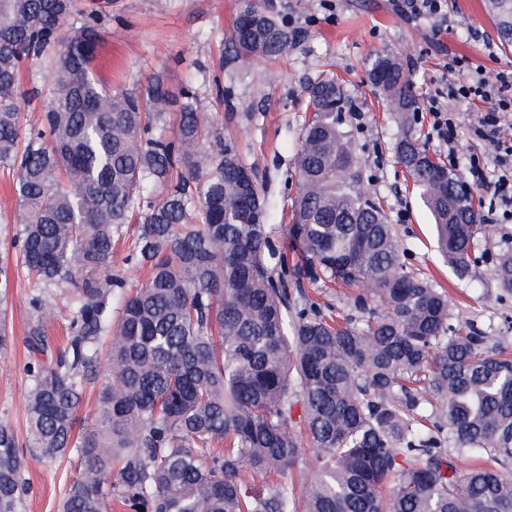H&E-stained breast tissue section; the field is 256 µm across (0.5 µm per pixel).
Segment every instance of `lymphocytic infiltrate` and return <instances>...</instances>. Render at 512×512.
<instances>
[{
    "instance_id": "f902f5d3",
    "label": "lymphocytic infiltrate",
    "mask_w": 512,
    "mask_h": 512,
    "mask_svg": "<svg viewBox=\"0 0 512 512\" xmlns=\"http://www.w3.org/2000/svg\"><path fill=\"white\" fill-rule=\"evenodd\" d=\"M480 97L486 108L477 117L473 133L491 148L487 157L470 156L465 167V178L472 186L489 195L493 207L488 221H512V144L501 139L503 124L512 112V72L497 73L494 80H486L482 71H474L465 80L449 84L446 91L437 92L430 101L433 122L430 137L448 148L449 158H456V114L448 108L449 102Z\"/></svg>"
}]
</instances>
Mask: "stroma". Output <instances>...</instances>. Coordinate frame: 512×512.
Returning a JSON list of instances; mask_svg holds the SVG:
<instances>
[{
	"instance_id": "35a3bbf8",
	"label": "stroma",
	"mask_w": 512,
	"mask_h": 512,
	"mask_svg": "<svg viewBox=\"0 0 512 512\" xmlns=\"http://www.w3.org/2000/svg\"><path fill=\"white\" fill-rule=\"evenodd\" d=\"M272 2L307 37L287 56L246 63L228 61L224 45L241 0H81V5L102 8L112 18L96 63L97 74L112 86L131 89L156 75L174 93L189 82L199 85V111L222 117L225 136L247 162L257 164L273 237L292 258L297 252L289 247L286 226L296 190L295 145L307 118V84L319 72L336 76L346 102L357 108L342 116L356 166L411 251L414 272L447 289L451 311L460 320L491 322L493 335L512 348V296L497 288L491 264L460 280L438 253L430 217L395 157L401 126L367 74L369 59L393 54L424 102L443 82L465 78L454 59L468 60L489 77L512 71V46L503 43L485 0H447L448 25L439 30L429 21L405 22L389 0ZM219 85L231 91V99L217 96ZM17 230L15 224L0 223V262L11 265L0 307L12 334V354L0 359V422L23 442L30 385L27 338L38 314L30 304L33 282L11 246ZM78 468L77 460L67 457L28 462L19 512H56Z\"/></svg>"
}]
</instances>
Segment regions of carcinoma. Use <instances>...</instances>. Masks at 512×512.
Listing matches in <instances>:
<instances>
[{
	"label": "carcinoma",
	"instance_id": "1",
	"mask_svg": "<svg viewBox=\"0 0 512 512\" xmlns=\"http://www.w3.org/2000/svg\"><path fill=\"white\" fill-rule=\"evenodd\" d=\"M486 8L512 43V0ZM107 22L75 0H0V165L13 175L19 252L36 287L66 288L70 309L50 365L38 358V294L28 336L33 458L80 461L59 512H110L114 498L134 512H512V357L409 271L356 168L336 79L307 87L290 262L257 170L197 112L194 86L176 99L158 77L133 89L93 77ZM304 38L269 0H242L225 46L232 59L279 58ZM42 61V124L25 126L19 76ZM368 73L400 120L395 155L437 248L467 276L490 259V227L458 193L462 177L414 136L402 62L379 54ZM129 264L149 267L130 292ZM493 279L512 294L506 234ZM320 283L359 289L343 322L308 297ZM90 384L98 406L78 427ZM466 456L483 463L461 472ZM312 464L304 491L241 478ZM23 470L1 423L0 512H19Z\"/></svg>",
	"mask_w": 512,
	"mask_h": 512
}]
</instances>
